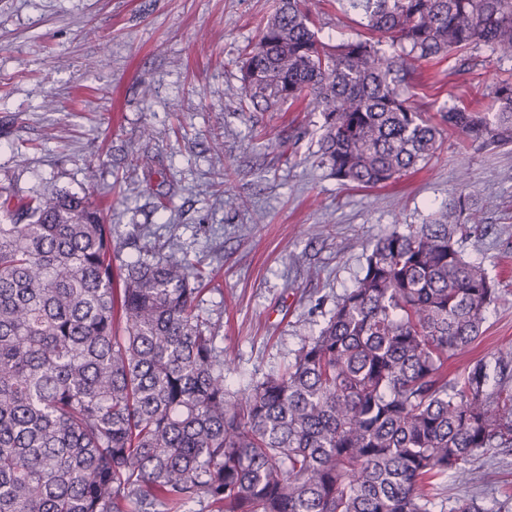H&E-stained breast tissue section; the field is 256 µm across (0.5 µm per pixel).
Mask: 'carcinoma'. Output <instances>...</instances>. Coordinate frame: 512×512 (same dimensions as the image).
<instances>
[{
  "instance_id": "cac0c4a2",
  "label": "carcinoma",
  "mask_w": 512,
  "mask_h": 512,
  "mask_svg": "<svg viewBox=\"0 0 512 512\" xmlns=\"http://www.w3.org/2000/svg\"><path fill=\"white\" fill-rule=\"evenodd\" d=\"M369 37L330 44L302 0H278L241 62L247 109L309 97L318 157L344 184L385 186L450 130L512 144V79L488 112L412 105V62L486 47L512 59V0H346ZM481 219L458 196L377 240L293 362L249 392L175 250L112 268L89 196L0 201V512H429L435 480L475 479L512 447V350L455 379L448 356L499 295L462 248Z\"/></svg>"
}]
</instances>
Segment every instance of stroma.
Instances as JSON below:
<instances>
[{
	"label": "stroma",
	"mask_w": 512,
	"mask_h": 512,
	"mask_svg": "<svg viewBox=\"0 0 512 512\" xmlns=\"http://www.w3.org/2000/svg\"><path fill=\"white\" fill-rule=\"evenodd\" d=\"M277 0H0V196L89 192L113 229L112 265L177 246L206 277L198 309L246 392L317 335L375 242L423 224L459 193L482 219L463 243L495 281L482 336L448 360L457 377L512 349V146L444 133L427 165L383 187L320 166L309 103L240 107V61ZM322 40L367 31L338 0H306ZM414 92L439 107L489 108L512 61L487 49L415 64ZM445 475L432 512L512 497V451Z\"/></svg>",
	"instance_id": "1"
}]
</instances>
